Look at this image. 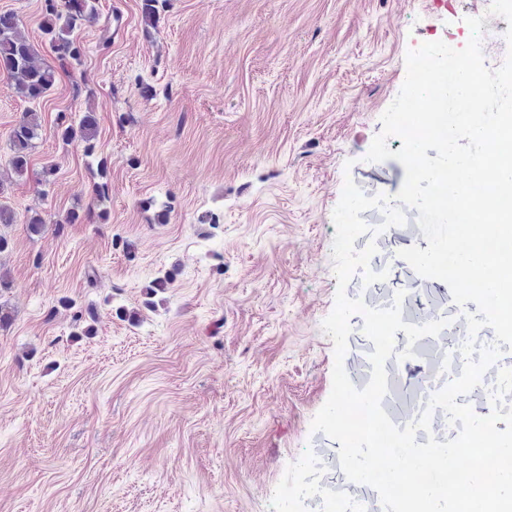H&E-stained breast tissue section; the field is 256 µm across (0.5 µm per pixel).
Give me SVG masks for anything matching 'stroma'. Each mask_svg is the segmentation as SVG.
<instances>
[{"mask_svg":"<svg viewBox=\"0 0 512 512\" xmlns=\"http://www.w3.org/2000/svg\"><path fill=\"white\" fill-rule=\"evenodd\" d=\"M491 2L169 0L147 35L140 0H98L81 65L37 106L0 74V205L16 217L0 228L12 315L0 328V512H305L321 492L308 451L333 445L311 422L332 388L322 322L344 179L401 189V163L365 155L406 55L465 46L467 18L482 15L485 64L498 67L507 43ZM6 11L52 60L40 0H0ZM117 13L125 26L107 36ZM78 84L93 97H75ZM32 107L40 128L19 177L11 131ZM89 109L111 161L101 206L95 158L56 135L59 114ZM167 205L169 222L153 223ZM75 208L83 223H67ZM208 211L217 226L199 223ZM36 212L41 235L26 224ZM172 268L146 306L145 286ZM90 311L95 334L75 335Z\"/></svg>","mask_w":512,"mask_h":512,"instance_id":"obj_1","label":"stroma"}]
</instances>
